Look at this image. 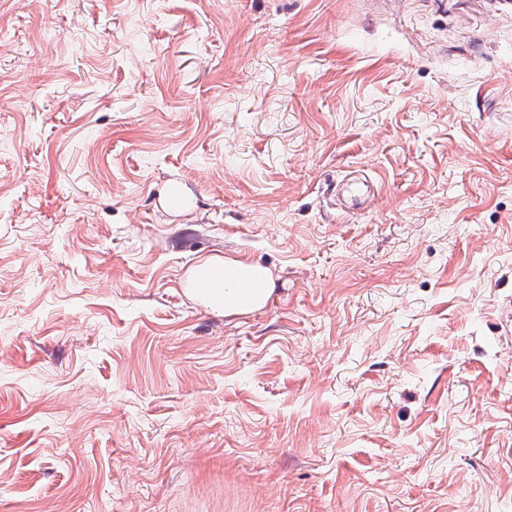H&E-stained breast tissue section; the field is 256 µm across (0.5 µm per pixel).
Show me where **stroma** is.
<instances>
[{"instance_id":"35a3bbf8","label":"stroma","mask_w":512,"mask_h":512,"mask_svg":"<svg viewBox=\"0 0 512 512\" xmlns=\"http://www.w3.org/2000/svg\"><path fill=\"white\" fill-rule=\"evenodd\" d=\"M508 300L501 0H0V512H512ZM204 273L199 280L198 275ZM268 270L259 264L228 257H211L189 274L192 295L225 315L244 314L263 307L268 298Z\"/></svg>"}]
</instances>
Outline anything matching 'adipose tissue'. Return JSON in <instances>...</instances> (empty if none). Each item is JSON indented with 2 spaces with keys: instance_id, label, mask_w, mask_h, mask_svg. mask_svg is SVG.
I'll return each instance as SVG.
<instances>
[{
  "instance_id": "obj_1",
  "label": "adipose tissue",
  "mask_w": 512,
  "mask_h": 512,
  "mask_svg": "<svg viewBox=\"0 0 512 512\" xmlns=\"http://www.w3.org/2000/svg\"><path fill=\"white\" fill-rule=\"evenodd\" d=\"M270 274L261 265L228 257H211L190 273L193 296L224 314H244L263 307Z\"/></svg>"
}]
</instances>
